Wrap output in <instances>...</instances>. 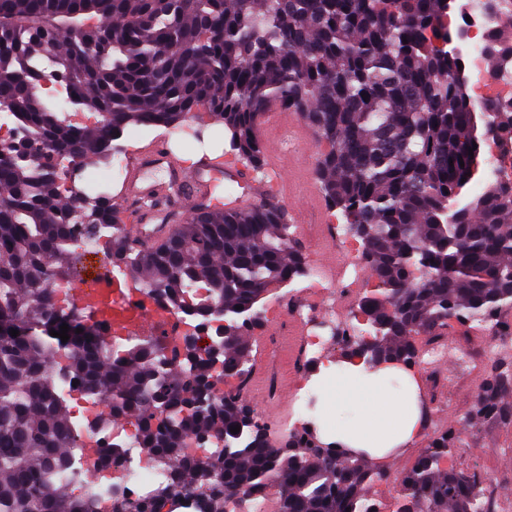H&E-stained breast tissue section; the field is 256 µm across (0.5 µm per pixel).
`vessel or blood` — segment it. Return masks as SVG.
<instances>
[{
	"label": "vessel or blood",
	"mask_w": 512,
	"mask_h": 512,
	"mask_svg": "<svg viewBox=\"0 0 512 512\" xmlns=\"http://www.w3.org/2000/svg\"><path fill=\"white\" fill-rule=\"evenodd\" d=\"M267 141L270 151L263 181L256 180L247 165L221 156L188 166L162 145L140 154L131 163L115 207L127 234L140 247L158 245L172 230L166 222L168 215L190 211L201 202L227 213L263 204L285 206L291 199L287 157L276 136H268ZM223 183L235 185L236 191L216 198L215 190ZM71 298L92 319L107 323L114 338L132 330L151 333L171 319L168 310L160 306L136 308L141 292L134 278L119 281L90 266L80 274Z\"/></svg>",
	"instance_id": "vessel-or-blood-1"
}]
</instances>
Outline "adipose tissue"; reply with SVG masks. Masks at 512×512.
I'll use <instances>...</instances> for the list:
<instances>
[{"label":"adipose tissue","instance_id":"ef3b65f1","mask_svg":"<svg viewBox=\"0 0 512 512\" xmlns=\"http://www.w3.org/2000/svg\"><path fill=\"white\" fill-rule=\"evenodd\" d=\"M422 384L416 369L392 362L370 367L351 357L321 364L310 383L325 396L314 414L321 439L384 463L426 432L429 411L419 400Z\"/></svg>","mask_w":512,"mask_h":512}]
</instances>
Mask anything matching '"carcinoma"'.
Returning a JSON list of instances; mask_svg holds the SVG:
<instances>
[{"instance_id": "1", "label": "carcinoma", "mask_w": 512, "mask_h": 512, "mask_svg": "<svg viewBox=\"0 0 512 512\" xmlns=\"http://www.w3.org/2000/svg\"><path fill=\"white\" fill-rule=\"evenodd\" d=\"M456 0H0V101L30 136L0 157V512H236L276 488L283 512H380L366 487L383 469L347 449L314 445L308 427L270 443L240 395L217 396L212 366L248 372L247 332L264 319V295L309 271L284 209L226 215L203 206L156 248L133 246L112 195L88 197L64 181L86 159H107L130 129L183 127L204 106L229 147L255 171L265 163L258 125L272 103L299 113L328 149L318 175L331 209L362 234V260L378 288L359 307V355L417 365V336L501 328L512 305V182L464 193L482 145L512 135V109L467 93ZM512 55L489 33L486 55ZM54 78L43 98L31 84ZM107 239L112 266L143 292L199 325L224 320V338L166 356L161 337L114 347L103 326L57 305L80 261V241ZM241 309H236V306ZM68 325L69 339L50 335ZM82 332H76V329ZM19 334L12 336L10 330ZM78 384H72V381ZM108 400L91 425L72 420L70 386ZM502 374L478 401L505 416ZM140 421V454L167 470L134 502L105 511L73 464L84 438L115 418ZM240 426L233 434L230 429ZM465 425L421 450L405 473L398 512H485V478L440 462ZM222 434L228 447L213 448ZM194 440L204 456L182 454Z\"/></svg>"}]
</instances>
